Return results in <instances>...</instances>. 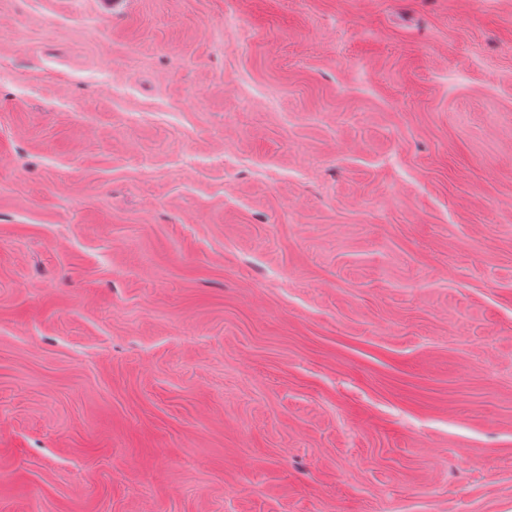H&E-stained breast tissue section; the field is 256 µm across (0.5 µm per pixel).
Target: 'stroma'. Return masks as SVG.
Segmentation results:
<instances>
[{
	"label": "stroma",
	"mask_w": 512,
	"mask_h": 512,
	"mask_svg": "<svg viewBox=\"0 0 512 512\" xmlns=\"http://www.w3.org/2000/svg\"><path fill=\"white\" fill-rule=\"evenodd\" d=\"M0 512H512V0H0Z\"/></svg>",
	"instance_id": "stroma-1"
}]
</instances>
